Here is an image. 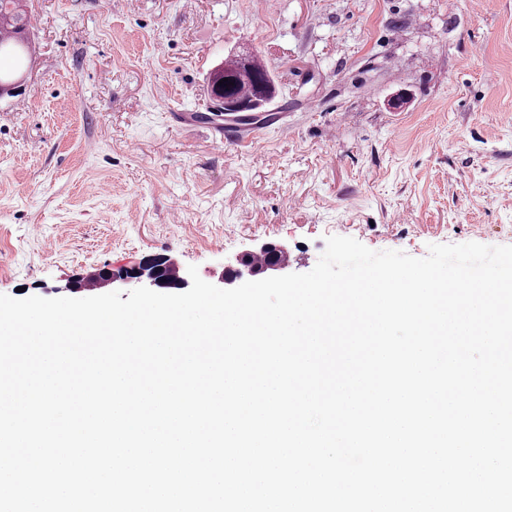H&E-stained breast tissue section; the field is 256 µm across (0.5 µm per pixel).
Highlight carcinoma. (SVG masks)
<instances>
[{"label": "carcinoma", "mask_w": 512, "mask_h": 512, "mask_svg": "<svg viewBox=\"0 0 512 512\" xmlns=\"http://www.w3.org/2000/svg\"><path fill=\"white\" fill-rule=\"evenodd\" d=\"M30 18L23 0H0V56L13 60L11 69L0 71V85H11L17 81L16 72L30 57L29 28ZM253 73L242 74L236 70L232 59L215 67L210 73L209 81L213 85L224 78L233 79L231 94L247 98L256 93L257 78H266L267 70L261 60L252 62Z\"/></svg>", "instance_id": "cac0c4a2"}]
</instances>
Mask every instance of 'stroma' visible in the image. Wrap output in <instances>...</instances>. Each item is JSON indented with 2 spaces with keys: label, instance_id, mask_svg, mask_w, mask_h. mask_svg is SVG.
I'll list each match as a JSON object with an SVG mask.
<instances>
[{
  "label": "stroma",
  "instance_id": "stroma-1",
  "mask_svg": "<svg viewBox=\"0 0 512 512\" xmlns=\"http://www.w3.org/2000/svg\"><path fill=\"white\" fill-rule=\"evenodd\" d=\"M29 6L34 63L0 99V294L76 298L156 256L215 285L266 243L305 273L331 235L418 258L512 245V0ZM241 47L288 129L218 150L175 115L207 111Z\"/></svg>",
  "mask_w": 512,
  "mask_h": 512
}]
</instances>
